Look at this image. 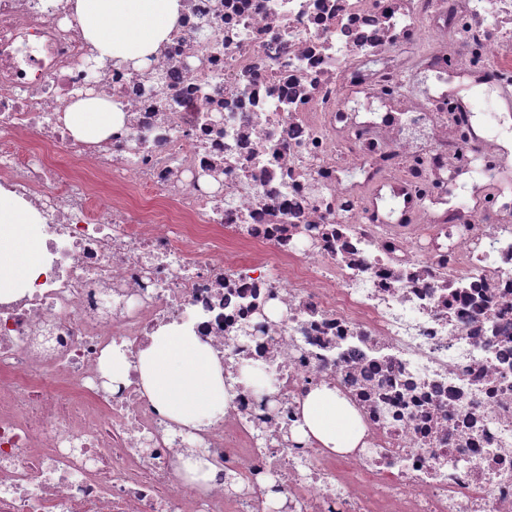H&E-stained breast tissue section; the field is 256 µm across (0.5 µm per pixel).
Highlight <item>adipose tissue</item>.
Masks as SVG:
<instances>
[{
  "mask_svg": "<svg viewBox=\"0 0 512 512\" xmlns=\"http://www.w3.org/2000/svg\"><path fill=\"white\" fill-rule=\"evenodd\" d=\"M179 0H73L74 18L96 52V62L126 65L152 54L173 30ZM64 122L71 135L98 142L122 123L110 101L89 96L73 102ZM45 245L37 217L10 192L0 189V298H16L42 275ZM137 368L145 395L170 423L203 428L223 414L227 400L224 368L212 350L189 329L171 325L152 337L130 365L113 351L106 372L113 383L126 382ZM302 435L332 452L354 448L361 436L358 417L334 390L313 389L303 403Z\"/></svg>",
  "mask_w": 512,
  "mask_h": 512,
  "instance_id": "adipose-tissue-1",
  "label": "adipose tissue"
}]
</instances>
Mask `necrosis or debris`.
Instances as JSON below:
<instances>
[{
	"label": "necrosis or debris",
	"mask_w": 512,
	"mask_h": 512,
	"mask_svg": "<svg viewBox=\"0 0 512 512\" xmlns=\"http://www.w3.org/2000/svg\"><path fill=\"white\" fill-rule=\"evenodd\" d=\"M180 3L145 65L94 68L71 0H0V188L47 268L0 299V512H274L275 476V512H512V187L472 177L506 148L410 91L512 96V0ZM89 94L123 113L96 144L63 122ZM174 323L230 386L182 431L202 494L137 369L104 385ZM321 386L361 420L342 455L298 437ZM130 368V362L124 353L119 350L112 351V355L106 362V372L109 379L112 380V389H116L119 383L127 381ZM210 464L203 458L189 459L185 462V471L183 480L186 484L196 487L198 490L205 489V484L209 480ZM196 485H199L198 487Z\"/></svg>",
	"instance_id": "obj_1"
}]
</instances>
